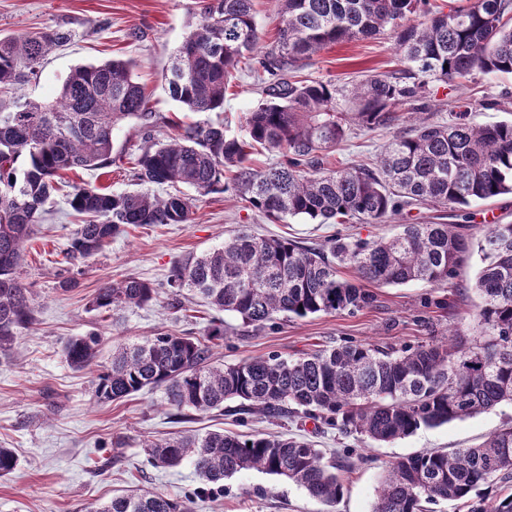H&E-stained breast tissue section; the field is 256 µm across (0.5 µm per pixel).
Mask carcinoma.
Segmentation results:
<instances>
[{
	"label": "carcinoma",
	"mask_w": 512,
	"mask_h": 512,
	"mask_svg": "<svg viewBox=\"0 0 512 512\" xmlns=\"http://www.w3.org/2000/svg\"><path fill=\"white\" fill-rule=\"evenodd\" d=\"M278 15L276 46L266 64L274 81L265 88L266 99L244 116L243 133H228L220 120L179 119L166 121L164 141L145 131L130 161L140 189L74 186L68 205L81 224L68 239L67 263L102 253L123 226L190 223L194 198L179 191L161 196L152 187L183 184L206 196L226 190L227 172L234 191L271 224L295 217L311 224H377L418 206L455 209L512 194V122L479 125L465 111L432 122L424 102L432 79L512 74V0H471L446 9L430 8L429 0H279ZM385 31L396 38L405 68L393 79L369 75L360 81L349 97L350 112L339 106L334 84L290 76L299 61L332 44ZM68 40L60 30L0 37V94L12 95L0 103V354L34 324L20 269L32 226L58 181L111 165L115 128L150 116L133 64L120 58L75 67L50 102L20 94L44 54ZM259 43L254 0H203L200 20L164 75L168 94L187 112L224 111L232 71ZM403 107L415 114L412 134L389 141L376 167H325L352 125L388 127ZM258 146L281 159L253 169ZM474 250L484 266L474 283L482 305L480 332L472 339L456 329L448 339L414 347L350 343L298 358L259 356L224 365L216 361L220 324L201 337L160 333L120 345L110 365L99 369L97 332L70 338L63 355L73 369L94 375L97 404L162 387L177 421L222 411L234 400L239 414L311 419L390 443L512 403V224H489L478 236L470 224H403L388 238L337 236L319 248L260 237L244 226L224 245L175 262L167 275L170 308L184 307L187 290L259 331L281 316L354 314L372 306L382 286H442ZM343 269L353 278L343 277ZM156 295L154 284L127 277L100 288L90 306L142 307ZM141 447L156 468L190 460L206 486L199 495L222 491L224 479L257 470L331 507L343 496L339 472L354 466L348 454L328 459L304 439L262 434L146 438ZM511 486L512 425L476 447L392 462L374 512H428L441 501H460L467 512H512ZM85 512L190 510L181 497L145 491Z\"/></svg>",
	"instance_id": "1"
}]
</instances>
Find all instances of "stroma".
Returning <instances> with one entry per match:
<instances>
[{"instance_id":"obj_1","label":"stroma","mask_w":512,"mask_h":512,"mask_svg":"<svg viewBox=\"0 0 512 512\" xmlns=\"http://www.w3.org/2000/svg\"><path fill=\"white\" fill-rule=\"evenodd\" d=\"M199 13L198 0H0V35L57 28L72 33L70 42L45 54L37 76L21 88L26 97L55 98L75 66L130 59L136 64L135 76L146 86L151 112L161 119L183 113L165 91L163 75ZM398 57L395 38L385 33L332 45L300 62L297 74L347 90L362 72L391 74L399 67ZM270 80L263 71L254 73L246 67L233 71L223 112L229 133H240L245 114L257 106L261 87ZM459 99L469 102L475 123L511 122L512 75L477 73L465 80L431 82L427 105L433 120H447L451 104ZM410 127L404 118L372 131L352 127L326 165L333 169L373 163L393 136ZM142 132V121L123 122L114 133L112 166L81 172V180L115 193L135 190L127 159L136 153ZM419 215L415 209L381 224H311L300 218L270 224L227 191L198 198L191 223L125 229L102 254L74 267L66 263L63 252L78 221L63 199L47 205L33 227L22 271L33 298L35 323L23 331L12 354L0 355V445L13 449L19 458L16 469L0 478V512H83L86 503H105L137 487L190 497L192 512H372L392 461L426 450L472 447L512 422V405L503 403L384 445L330 428L318 433L313 423L301 420L252 416L240 421L213 412L176 423L169 417L160 387L123 402L92 405L91 375L72 369L63 357V345L70 337L91 331L102 336L97 362L104 366L116 344L141 342L161 331L198 337L215 321L229 330L217 350L227 365L271 354L296 357L350 341L415 346L447 335L454 327L473 336L479 303L473 283L481 264L476 253L447 285L381 287L374 306L356 314L284 318L256 334L244 332L234 314L197 302L180 311L169 309L163 292L142 308L101 312L89 307L96 290L110 281L135 276L164 283L176 261L219 246L242 225L261 236L322 244L336 233L362 239L389 236ZM72 277L78 287L63 289V281ZM217 429L303 436L326 453L349 450L357 460L342 475L343 497L329 507L296 484L256 470L225 479L224 491L216 497L200 498L196 492L201 482L191 463L156 468L141 448L147 437ZM116 443L122 448L121 461L98 469V462Z\"/></svg>"}]
</instances>
